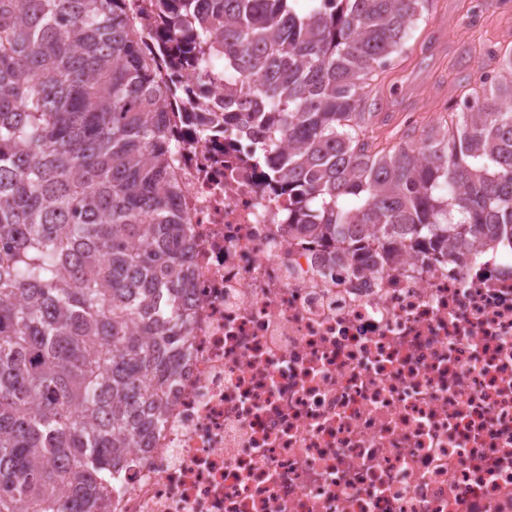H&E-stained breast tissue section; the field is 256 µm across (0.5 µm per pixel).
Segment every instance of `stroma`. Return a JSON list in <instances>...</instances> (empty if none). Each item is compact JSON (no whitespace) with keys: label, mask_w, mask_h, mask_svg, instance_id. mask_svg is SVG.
I'll list each match as a JSON object with an SVG mask.
<instances>
[{"label":"stroma","mask_w":512,"mask_h":512,"mask_svg":"<svg viewBox=\"0 0 512 512\" xmlns=\"http://www.w3.org/2000/svg\"><path fill=\"white\" fill-rule=\"evenodd\" d=\"M467 7L466 0H438L415 23L405 52L380 72L371 106L379 138L393 137L407 119L426 123L454 108L459 81L479 77L473 39L512 44V0L474 14Z\"/></svg>","instance_id":"stroma-1"}]
</instances>
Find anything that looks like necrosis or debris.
Wrapping results in <instances>:
<instances>
[{"label": "necrosis or debris", "mask_w": 512, "mask_h": 512, "mask_svg": "<svg viewBox=\"0 0 512 512\" xmlns=\"http://www.w3.org/2000/svg\"><path fill=\"white\" fill-rule=\"evenodd\" d=\"M173 138L189 348L101 512H512V241L340 271L260 144Z\"/></svg>", "instance_id": "obj_1"}]
</instances>
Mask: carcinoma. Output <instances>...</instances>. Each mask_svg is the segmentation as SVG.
I'll return each instance as SVG.
<instances>
[{
    "label": "carcinoma",
    "mask_w": 512,
    "mask_h": 512,
    "mask_svg": "<svg viewBox=\"0 0 512 512\" xmlns=\"http://www.w3.org/2000/svg\"><path fill=\"white\" fill-rule=\"evenodd\" d=\"M148 2L0 0V512H98L188 349L168 106L191 90L157 64L224 78L194 134L288 141L253 167L339 264L512 238V46L381 148L365 88L436 0Z\"/></svg>",
    "instance_id": "obj_1"
}]
</instances>
